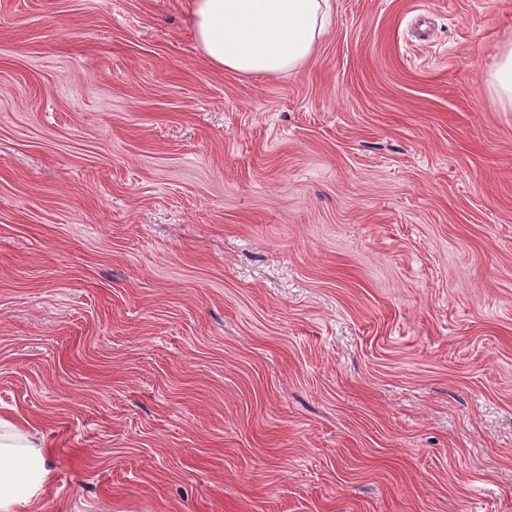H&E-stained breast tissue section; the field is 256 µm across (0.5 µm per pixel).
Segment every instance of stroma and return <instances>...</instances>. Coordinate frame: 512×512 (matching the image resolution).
<instances>
[{
	"instance_id": "stroma-1",
	"label": "stroma",
	"mask_w": 512,
	"mask_h": 512,
	"mask_svg": "<svg viewBox=\"0 0 512 512\" xmlns=\"http://www.w3.org/2000/svg\"><path fill=\"white\" fill-rule=\"evenodd\" d=\"M297 74L188 0H0V413L42 512H512V0H330ZM488 82L500 104L512 109V42L502 48Z\"/></svg>"
}]
</instances>
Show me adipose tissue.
<instances>
[{
  "instance_id": "adipose-tissue-1",
  "label": "adipose tissue",
  "mask_w": 512,
  "mask_h": 512,
  "mask_svg": "<svg viewBox=\"0 0 512 512\" xmlns=\"http://www.w3.org/2000/svg\"><path fill=\"white\" fill-rule=\"evenodd\" d=\"M327 8L328 0H191L206 60L254 76L304 69L325 32ZM52 479L44 438L0 416V512H40Z\"/></svg>"
}]
</instances>
